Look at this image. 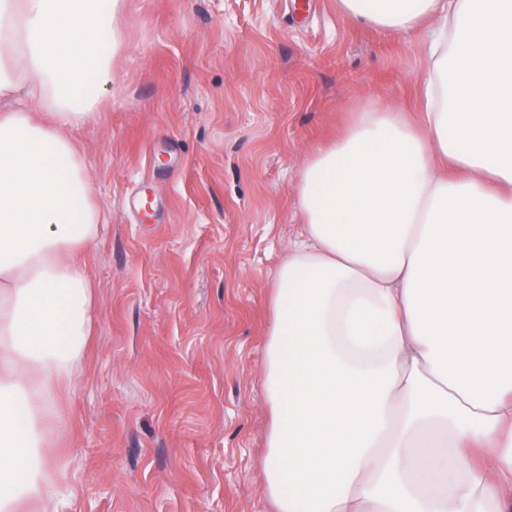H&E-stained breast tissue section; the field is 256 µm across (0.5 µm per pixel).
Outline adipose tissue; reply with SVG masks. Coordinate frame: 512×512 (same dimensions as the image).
<instances>
[{
	"instance_id": "adipose-tissue-1",
	"label": "adipose tissue",
	"mask_w": 512,
	"mask_h": 512,
	"mask_svg": "<svg viewBox=\"0 0 512 512\" xmlns=\"http://www.w3.org/2000/svg\"><path fill=\"white\" fill-rule=\"evenodd\" d=\"M440 24L425 109H356L298 172L261 386L273 512H512V0H337ZM125 0H0V512H62L93 327L95 121ZM109 50H102L101 39ZM98 91L83 93L87 76Z\"/></svg>"
}]
</instances>
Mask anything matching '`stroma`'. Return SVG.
Wrapping results in <instances>:
<instances>
[{"mask_svg": "<svg viewBox=\"0 0 512 512\" xmlns=\"http://www.w3.org/2000/svg\"><path fill=\"white\" fill-rule=\"evenodd\" d=\"M98 120L95 332L53 457L66 512H269L259 378L296 179L368 102L421 109L429 26L336 0H126Z\"/></svg>", "mask_w": 512, "mask_h": 512, "instance_id": "1", "label": "stroma"}]
</instances>
